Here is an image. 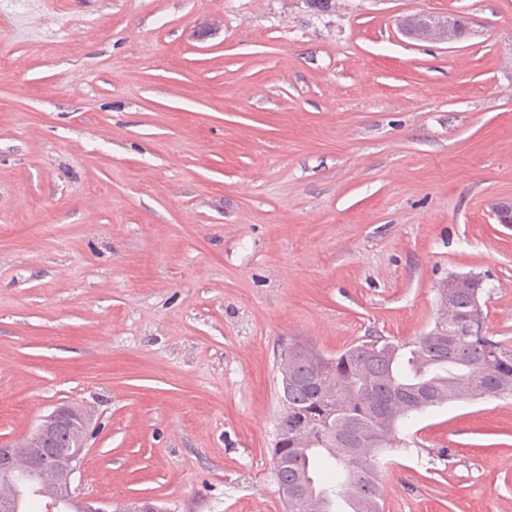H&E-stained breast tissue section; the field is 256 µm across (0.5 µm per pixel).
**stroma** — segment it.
<instances>
[{
    "label": "stroma",
    "mask_w": 512,
    "mask_h": 512,
    "mask_svg": "<svg viewBox=\"0 0 512 512\" xmlns=\"http://www.w3.org/2000/svg\"><path fill=\"white\" fill-rule=\"evenodd\" d=\"M510 199L512 0H0V437L81 406L105 512H283L281 353L414 339L456 274L512 342ZM407 430L383 512H512V398Z\"/></svg>",
    "instance_id": "1"
}]
</instances>
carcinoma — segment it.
I'll return each instance as SVG.
<instances>
[{"label": "carcinoma", "mask_w": 512, "mask_h": 512, "mask_svg": "<svg viewBox=\"0 0 512 512\" xmlns=\"http://www.w3.org/2000/svg\"><path fill=\"white\" fill-rule=\"evenodd\" d=\"M474 276L441 283L445 310L411 341L365 336L334 356L306 344L288 347V382L272 462L286 512H382L378 464L417 413L459 400L512 396V344L487 335ZM19 512H32L51 493V472L19 471L8 483Z\"/></svg>", "instance_id": "obj_1"}]
</instances>
